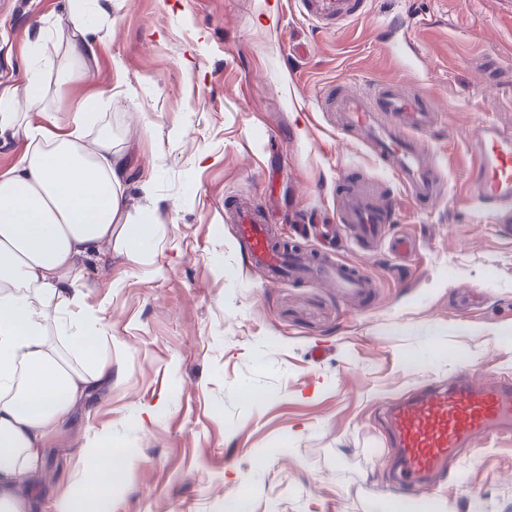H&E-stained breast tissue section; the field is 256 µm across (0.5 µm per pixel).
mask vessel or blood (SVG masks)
<instances>
[{
    "label": "vessel or blood",
    "instance_id": "1",
    "mask_svg": "<svg viewBox=\"0 0 512 512\" xmlns=\"http://www.w3.org/2000/svg\"><path fill=\"white\" fill-rule=\"evenodd\" d=\"M306 16L322 25L346 22L362 8L361 0H298ZM328 111L338 113L342 129L360 134L365 145L417 199L436 197L440 172L424 144L434 126V112L398 83L377 86L373 94L344 91L328 98ZM471 153L476 160L469 181V199L498 226L512 227V132L494 124L475 127ZM344 223L357 225L362 246L371 249L384 233L382 208L352 194L344 200ZM237 238L250 260L275 277L293 272L295 260L275 249L266 227L253 211L236 210ZM315 271L327 286L365 292L368 278L329 259ZM388 428L397 452L395 479L399 506L415 498L420 485L448 476L464 449L485 444L492 435L512 433V379L486 380L473 367H463L445 386H429L386 409Z\"/></svg>",
    "mask_w": 512,
    "mask_h": 512
}]
</instances>
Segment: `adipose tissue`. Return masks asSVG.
<instances>
[{
	"label": "adipose tissue",
	"instance_id": "adipose-tissue-1",
	"mask_svg": "<svg viewBox=\"0 0 512 512\" xmlns=\"http://www.w3.org/2000/svg\"><path fill=\"white\" fill-rule=\"evenodd\" d=\"M70 2L65 46L78 80L97 59V41L85 0ZM96 105V97L83 99L62 127L37 75L23 89L0 90V140L25 143L20 163L0 173V512H29L48 436L112 379L102 355L107 337L75 332L78 367L58 343L64 319L80 305L86 260L111 251L115 225H125L133 255L149 234L125 211L124 152L108 137L87 138ZM124 468V459L97 451L84 459L80 482L93 512H112L110 489Z\"/></svg>",
	"mask_w": 512,
	"mask_h": 512
}]
</instances>
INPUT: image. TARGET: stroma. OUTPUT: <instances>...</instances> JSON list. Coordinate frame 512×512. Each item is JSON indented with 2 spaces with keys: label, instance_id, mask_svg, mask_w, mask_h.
Masks as SVG:
<instances>
[{
  "label": "stroma",
  "instance_id": "1",
  "mask_svg": "<svg viewBox=\"0 0 512 512\" xmlns=\"http://www.w3.org/2000/svg\"><path fill=\"white\" fill-rule=\"evenodd\" d=\"M103 40L84 81L64 87L67 0H0V89L38 71L59 123L99 98L89 138L132 162L134 221L154 213L136 258L114 229L85 304L102 311L112 382L46 440L32 512L79 494L93 438L127 458L115 512H392L393 450L382 405L445 384L465 364L512 375V237L468 198L474 127L512 131V0H365L326 28L296 0H88ZM46 33L42 56L26 37ZM439 117L427 141L445 181L407 196L355 134L337 130L335 90L387 81ZM370 187L388 234L415 248L370 254L339 202ZM261 209L274 241L364 268L352 301L248 263L233 207ZM430 512H512V441L492 440L422 499Z\"/></svg>",
  "mask_w": 512,
  "mask_h": 512
}]
</instances>
